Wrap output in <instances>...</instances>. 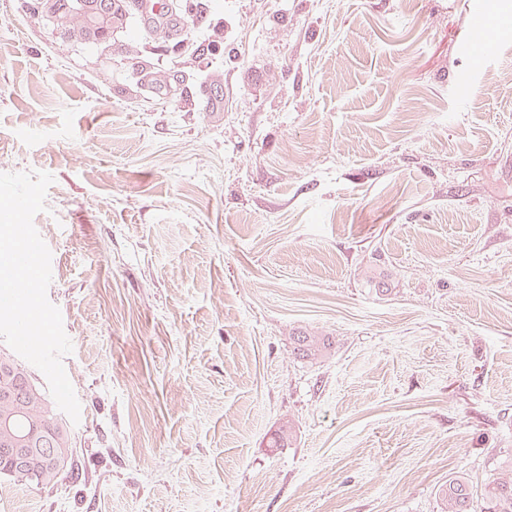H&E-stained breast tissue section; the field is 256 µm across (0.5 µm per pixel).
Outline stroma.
I'll return each mask as SVG.
<instances>
[{"label": "stroma", "instance_id": "1", "mask_svg": "<svg viewBox=\"0 0 512 512\" xmlns=\"http://www.w3.org/2000/svg\"><path fill=\"white\" fill-rule=\"evenodd\" d=\"M197 2L175 55L136 8L84 46L0 0V173L54 177L82 472L1 477L0 512H441L457 476L483 505L512 456V38L476 72L469 0ZM294 354L305 361H317L328 355L333 347L329 336H317L307 330H298L291 337Z\"/></svg>", "mask_w": 512, "mask_h": 512}]
</instances>
